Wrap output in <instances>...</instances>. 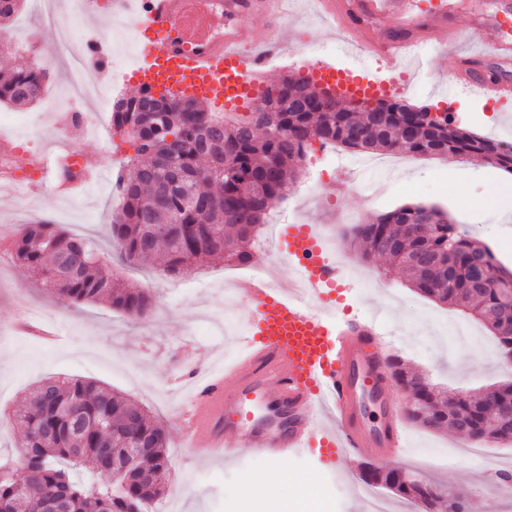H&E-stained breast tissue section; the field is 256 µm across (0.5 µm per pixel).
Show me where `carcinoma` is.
<instances>
[{"label":"carcinoma","mask_w":512,"mask_h":512,"mask_svg":"<svg viewBox=\"0 0 512 512\" xmlns=\"http://www.w3.org/2000/svg\"><path fill=\"white\" fill-rule=\"evenodd\" d=\"M21 2L0 0V34L11 33L10 20ZM49 75L45 63L19 64L1 56L0 102L38 101ZM262 103L279 113L278 130L226 122L211 106L169 91L157 98L140 91L118 100L112 128L133 131L124 143L135 151L117 177L123 205L111 224L121 262L151 266L162 260L174 276L211 258L250 264L251 245L271 201L286 197L298 162L315 140L353 153L455 155L512 173L511 145L454 125L446 115L434 120L427 105L391 98L372 107L340 109L335 94L291 75L268 87ZM349 236L363 260H393L416 292L471 310L497 339L499 352L512 351V326L490 317L512 274L502 271L492 252L476 246L448 213L402 206L352 226ZM11 250L20 267L36 273L45 290L62 300L105 302L138 319L151 312L145 289L115 283L89 238L40 220L20 225ZM475 255L487 257L500 277L474 285ZM389 368L426 402L430 416H410L412 423L440 432L451 414L463 421L458 433L471 442L512 439L507 429L484 426L487 405L512 392V383L487 395L467 394L450 405L398 359H390ZM13 420L22 436L15 459L0 463V500L14 502L15 512H42L61 491L67 492L64 512H148L161 497L170 437L124 397L92 381L48 379L28 393ZM116 466L126 468V482L113 479ZM389 478L368 467L361 475L366 484H385L412 504L431 507L444 497L443 488L429 480L403 486Z\"/></svg>","instance_id":"1"}]
</instances>
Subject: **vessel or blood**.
I'll return each instance as SVG.
<instances>
[{"label":"vessel or blood","instance_id":"1","mask_svg":"<svg viewBox=\"0 0 512 512\" xmlns=\"http://www.w3.org/2000/svg\"><path fill=\"white\" fill-rule=\"evenodd\" d=\"M291 0H224V37L216 40L204 21L212 0H113L117 13L138 24L142 60L131 84L164 92L178 88L203 101L231 106L256 101L269 57L285 45L279 20ZM319 14L344 42L375 58L370 74L318 66L316 77L333 82L353 98L388 97L395 87L387 74L404 60L422 61L433 36L456 43L449 0H317ZM266 22L257 38L242 19ZM482 54L512 58V0H502L489 18L475 17ZM470 92L500 102L512 101V82L467 77ZM276 254L288 262V287L271 286L266 275L238 282L237 292L251 310L242 338L243 352L223 372L214 374L191 399L183 434L198 454L233 457L238 449L264 454L299 455L318 449L323 462L336 466L347 455H371L387 449L400 455L407 446L405 421L390 401L388 348L375 321L344 322L335 308L322 307L330 290L343 283L340 264L318 229L310 224L282 227ZM273 394L284 410L287 427L251 422L255 399ZM372 397L384 413L380 427L362 422L363 400Z\"/></svg>","mask_w":512,"mask_h":512}]
</instances>
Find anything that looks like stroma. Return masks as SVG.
Listing matches in <instances>:
<instances>
[{
    "instance_id": "35a3bbf8",
    "label": "stroma",
    "mask_w": 512,
    "mask_h": 512,
    "mask_svg": "<svg viewBox=\"0 0 512 512\" xmlns=\"http://www.w3.org/2000/svg\"><path fill=\"white\" fill-rule=\"evenodd\" d=\"M93 2L88 15L66 12L73 35L78 38L87 31L111 38L119 18L110 0ZM284 29L290 32L293 46L270 60L269 80L286 73L308 78L315 64L346 69L359 59L355 49L341 43L336 32L317 19L306 0H294ZM13 34L27 58L38 62L48 61L57 45L56 26L41 21L34 0H25L13 23ZM457 67L454 54L440 46L433 48L424 68L408 71L402 100L450 107L458 124L512 145V102L495 104L463 91ZM64 86V73L55 66L42 100L20 108L0 103V119L25 124L32 139L17 151L16 169L58 154L57 135L42 129L40 116ZM320 148L317 141L309 147L287 198L272 203L270 220L290 217L328 232L343 261L366 267L381 280L378 288L358 279L348 280L345 304L353 315L378 324L393 340V354L405 367L445 390L474 393L512 380V373L487 357L485 344L490 333L486 328H478L475 341H457L444 326V319L470 325L472 315L416 293L389 260L362 261L350 244L347 221L352 214L366 222L404 205L436 206L453 215L471 240L482 244L495 233L497 224L512 227V213L479 208L485 195L507 185L512 174L452 158L409 156L391 174L360 172L356 182L340 192L334 188L337 175L351 168L356 156L341 149L336 159L329 161ZM49 175L52 180L58 172L53 169ZM51 180L24 203L18 193H0V458L7 460L14 454L21 431L12 419L13 410L35 383L50 376L89 379L135 401L169 433L171 464L158 512H225V503L241 499L242 472L259 478L277 469L288 473L287 481L277 487L283 502L301 504L303 496L297 488L307 484L313 493L333 494L339 512H361L355 487L365 463L362 457L349 456L341 470L333 473L313 454L271 457L242 448L229 462L208 463L183 447L181 415L192 396L190 381L204 380L210 370L241 351L240 345L209 335L208 328L223 321L228 311H235L240 318L247 314L246 302L234 307L229 304V285L245 269L221 259L200 263L180 276L169 274L160 264L117 266L115 274L121 281L149 293L154 314L146 320L128 317L104 303H69L50 296L36 275L17 266L10 255L8 245L21 219L48 217L73 234L92 238L101 258L109 262L115 253L110 224L122 206L111 182L83 187L80 202L73 205L68 191L55 189ZM21 299L35 311L38 321L56 327V342H44L18 328L17 302ZM407 431L424 453L417 458L402 456L397 466L426 476L447 494L467 490V512H512V504L499 497L494 469L497 461L512 458V444L484 445L480 460L457 455L437 463L434 454L462 445V437L426 432L412 424Z\"/></svg>"
}]
</instances>
